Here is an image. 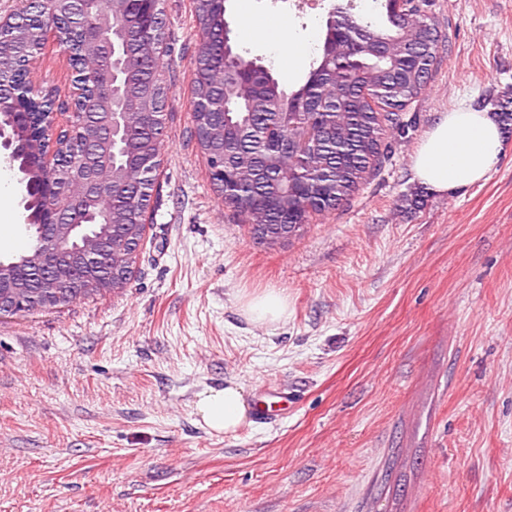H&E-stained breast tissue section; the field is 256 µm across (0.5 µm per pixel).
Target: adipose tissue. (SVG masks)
Returning a JSON list of instances; mask_svg holds the SVG:
<instances>
[{
	"label": "adipose tissue",
	"instance_id": "obj_1",
	"mask_svg": "<svg viewBox=\"0 0 512 512\" xmlns=\"http://www.w3.org/2000/svg\"><path fill=\"white\" fill-rule=\"evenodd\" d=\"M240 28L278 61L296 64L307 50L291 36L283 21L271 26L244 12ZM502 148L496 115L461 107L442 113L425 134L412 158L413 175L431 192L448 196L462 186L484 180L497 164ZM242 311L250 321L276 324L288 317V299L281 292L265 291L246 298ZM249 410L245 389L237 383L206 390L195 404L200 422L217 434L236 433L247 421Z\"/></svg>",
	"mask_w": 512,
	"mask_h": 512
}]
</instances>
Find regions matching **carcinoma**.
Masks as SVG:
<instances>
[{
  "label": "carcinoma",
  "mask_w": 512,
  "mask_h": 512,
  "mask_svg": "<svg viewBox=\"0 0 512 512\" xmlns=\"http://www.w3.org/2000/svg\"><path fill=\"white\" fill-rule=\"evenodd\" d=\"M226 0H193L203 44L194 65L192 136L224 204L249 224L253 237L274 246L300 235L316 216L348 203L389 160L395 135L406 133L404 111L420 95L434 65L450 46L431 12V0H413L398 12L394 0H379L387 25L372 29L345 6L327 19L322 56L304 84L288 88L272 73L234 51ZM48 4L32 7L26 35L0 31V94L14 103L19 140L28 149L13 158L25 185L30 251L0 259V299L26 291L44 313H59L79 298H97L125 288L137 264L161 166L167 80L158 45L170 50L162 0H99L86 15L79 0H67L49 19ZM53 24L62 37L72 78L87 85L84 112L122 103L128 134L112 144L104 192L77 236L47 239L48 224L71 221V200L81 190L69 174L99 139L97 127L76 124L62 132L56 154L43 148L41 126L58 109L56 96H27L31 65ZM96 24L112 42V95L100 74L102 44L70 39L83 24ZM57 255L53 285L35 261Z\"/></svg>",
  "instance_id": "carcinoma-1"
}]
</instances>
